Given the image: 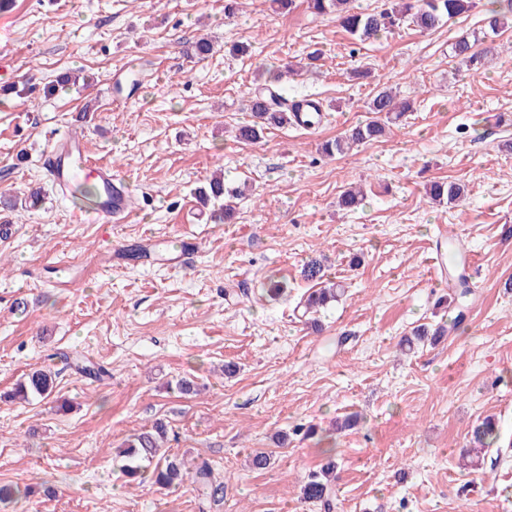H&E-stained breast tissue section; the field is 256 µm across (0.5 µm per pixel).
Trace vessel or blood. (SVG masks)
<instances>
[{"label":"vessel or blood","mask_w":512,"mask_h":512,"mask_svg":"<svg viewBox=\"0 0 512 512\" xmlns=\"http://www.w3.org/2000/svg\"><path fill=\"white\" fill-rule=\"evenodd\" d=\"M43 168L47 177L65 192L89 181L94 183L98 196L92 206L84 209V216L109 222L134 211V201L122 180L111 167L92 165L78 136L55 142L43 156Z\"/></svg>","instance_id":"b4317fda"}]
</instances>
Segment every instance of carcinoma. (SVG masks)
<instances>
[{"mask_svg":"<svg viewBox=\"0 0 512 512\" xmlns=\"http://www.w3.org/2000/svg\"><path fill=\"white\" fill-rule=\"evenodd\" d=\"M353 0H307L308 8L315 14L336 15L339 25L353 39L363 43L375 40L383 33L403 24L411 25L422 32L436 29L444 21L470 11L473 0H387L386 7L372 12L357 11L351 7ZM495 7L487 10L486 24L495 34L512 29V0H493ZM473 43L466 37L459 39L454 52L470 63L480 59V53L472 51ZM281 90L261 87L253 92L249 100L252 120L237 129V138L243 143H255L265 130L288 124V112L279 106ZM369 112L373 114L366 123L349 129L343 136L323 145L328 156L344 154L353 147L373 141L386 134L389 125L396 123L412 111V103L398 98L392 88L385 86L376 90L370 99ZM238 188L224 186V178L216 175L207 187L198 191V199L204 206L226 198L224 222L230 223L235 216L232 199L241 195ZM427 196L436 202L449 204L464 197V188L457 183L433 182L426 190ZM360 189L354 184L343 192L339 205L344 209H355L361 204ZM338 296V289L319 288L306 298L305 312L315 313ZM56 388L55 374L49 369L38 368L29 371L19 379L11 398L22 401L53 396ZM167 437V425L159 421L151 429L137 432L122 443L121 457L125 459L122 474L129 484L150 481L153 485L168 489L186 480L198 486L201 496L217 505L224 501V482L214 477L208 463H198L189 469L183 460L162 452V443ZM499 438L495 425L490 420L478 424L472 433V440L483 447L492 446ZM336 460L327 457L316 471L311 472L302 487L303 498L332 512L333 481Z\"/></svg>","mask_w":512,"mask_h":512,"instance_id":"cac0c4a2","label":"carcinoma"}]
</instances>
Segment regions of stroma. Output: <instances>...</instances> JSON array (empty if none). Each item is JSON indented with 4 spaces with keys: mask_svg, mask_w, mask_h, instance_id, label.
<instances>
[{
    "mask_svg": "<svg viewBox=\"0 0 512 512\" xmlns=\"http://www.w3.org/2000/svg\"><path fill=\"white\" fill-rule=\"evenodd\" d=\"M434 31L403 25L360 44L305 0L276 13L244 0H9L0 10V195L41 189L38 207L0 209V486L48 483L0 512H321L302 486L336 459L334 512H512V30L495 35L489 0ZM488 54L470 66L461 35ZM205 36V60L187 55ZM249 53L230 56L232 44ZM324 53L305 68L308 53ZM298 75L278 80L286 64ZM365 79L350 78L355 66ZM89 87H59L65 72ZM326 108L312 131L273 128L235 139L264 84ZM383 85L413 104L386 136L335 157L324 142L365 121ZM80 133L112 167L137 211L112 224L79 222L80 195L42 168L45 148ZM249 180L234 223H217L193 191L216 170ZM457 182L466 198L433 204L425 187ZM363 206L338 209L348 183ZM475 263L467 319L439 341L401 350L421 324L447 323L437 240ZM145 248L131 261L127 246ZM319 260L341 299L306 324L297 304ZM286 290L269 298L268 288ZM236 371L225 375V364ZM103 365L98 381L89 367ZM57 371L73 406L3 395L29 369ZM197 391H178L180 378ZM355 413L354 428L335 422ZM500 438L481 464L459 456L474 426ZM168 426V451L208 461L227 485L203 501L191 483L125 484L116 451L129 435ZM314 427L313 436L302 433ZM268 468L250 467L255 450Z\"/></svg>",
    "mask_w": 512,
    "mask_h": 512,
    "instance_id": "35a3bbf8",
    "label": "stroma"
}]
</instances>
